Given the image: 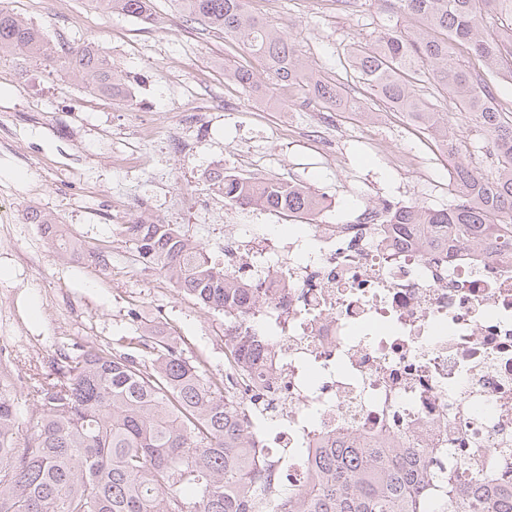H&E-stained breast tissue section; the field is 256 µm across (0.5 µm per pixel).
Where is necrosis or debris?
<instances>
[{
	"instance_id": "4bbe7bcc",
	"label": "necrosis or debris",
	"mask_w": 512,
	"mask_h": 512,
	"mask_svg": "<svg viewBox=\"0 0 512 512\" xmlns=\"http://www.w3.org/2000/svg\"><path fill=\"white\" fill-rule=\"evenodd\" d=\"M309 239L266 234L224 247V269L268 302L241 397L272 445L274 469L352 434L372 448H444L496 482L512 448V253L424 250L369 210L361 224H312Z\"/></svg>"
}]
</instances>
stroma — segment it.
<instances>
[{"label":"stroma","mask_w":512,"mask_h":512,"mask_svg":"<svg viewBox=\"0 0 512 512\" xmlns=\"http://www.w3.org/2000/svg\"><path fill=\"white\" fill-rule=\"evenodd\" d=\"M39 26L58 47L98 42L113 69L129 79L132 100L119 102L68 83L41 59L0 58V394L21 415L33 408L32 378L73 344L116 348L161 326L184 357L214 375L227 371L224 316L173 288L142 263L120 232L149 216L192 236L224 260V236L253 229L287 230L288 213L226 205L205 177L223 167L256 179L310 187L326 207L319 224H359L382 204L447 207L451 172L462 162L488 174L497 157L488 136L428 70L413 82L442 112L458 144L448 156L437 135L371 98L351 65L355 45L373 43L397 18L396 0H249L256 16L282 30L318 78L336 83L365 114L339 112L304 85L279 82L237 37L187 20L177 0H153L151 26L105 14L90 0H0ZM455 56L486 80L512 110V74L489 76L469 47ZM251 70L259 91L226 70ZM37 208L53 214L79 242L100 247L108 269L83 265L27 223Z\"/></svg>","instance_id":"obj_1"}]
</instances>
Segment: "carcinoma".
Wrapping results in <instances>:
<instances>
[{"instance_id":"carcinoma-1","label":"carcinoma","mask_w":512,"mask_h":512,"mask_svg":"<svg viewBox=\"0 0 512 512\" xmlns=\"http://www.w3.org/2000/svg\"><path fill=\"white\" fill-rule=\"evenodd\" d=\"M106 12L154 25L153 0H95ZM192 20L244 39L279 81L304 84L338 110L360 112L340 87L320 80L276 27L252 17L246 0H179ZM417 28L388 29L372 46L356 48L354 67L374 94L457 151L443 114L417 93L410 75L430 68L471 119L487 133L498 157L497 175L485 177L459 163L453 200L444 209L414 203L385 205V224H410L413 242L426 249L454 244L512 245V119L494 103L489 86L454 58L468 45L491 68L512 58V0H397ZM507 31L485 34L486 20ZM27 54L56 63L91 93L128 101L125 79L111 56L86 42L57 50L42 29L0 5V57ZM208 179L227 204L314 217L325 208L310 188L256 181L224 168ZM26 220L66 253L79 252L105 269L102 251L83 248L64 225L38 209ZM123 233L143 262L198 304L224 312L228 361L238 374L266 350L250 325L266 298L235 283L191 236L156 220L126 224ZM26 428L19 442V428ZM473 458L393 448L381 454L342 438L308 459L306 472L279 499L268 461L246 406L199 362L154 326L119 349L84 345L38 379L34 410L20 419L14 400L0 395V512H512V486L479 480Z\"/></svg>"}]
</instances>
